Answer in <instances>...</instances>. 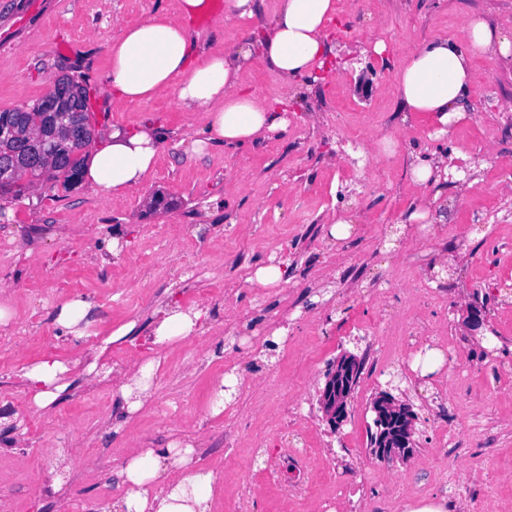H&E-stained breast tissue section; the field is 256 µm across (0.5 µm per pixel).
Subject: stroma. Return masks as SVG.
Segmentation results:
<instances>
[{"mask_svg":"<svg viewBox=\"0 0 512 512\" xmlns=\"http://www.w3.org/2000/svg\"><path fill=\"white\" fill-rule=\"evenodd\" d=\"M249 19L217 10L195 21L202 50L240 44L271 20L276 0H257ZM175 10L176 0H0V111L26 109L55 77L82 78L90 89L95 131L114 126L161 127L166 151L146 183L113 202L76 185L26 190L7 200L0 222V512H41L42 475L66 458L70 471L57 498L94 504L122 495L118 467L143 448L194 445L198 467L215 473L218 500L250 483L252 512H280V494L251 483L276 448L315 443L314 492L289 500L287 512H410L455 497L458 512H512V61L477 58L468 106L476 120L437 136L427 114L406 123L396 110L395 70L424 42L461 36L482 13L512 38V0H339L342 29L330 37L331 65L317 82H289L256 62L244 82L256 95L281 101L287 132L255 144L187 151L203 115L183 109L173 92L136 103L103 91L107 47L119 23ZM385 41L384 55L372 50ZM397 146L386 155L381 137ZM359 148H351V141ZM447 157V198L434 184L414 182V158ZM428 208L440 225L425 239L406 218ZM354 220L334 237V216ZM463 232L461 249L445 237ZM121 246L107 248L112 238ZM428 260L431 282L462 291L444 308L400 301L388 280ZM284 262L286 281L261 287L249 278ZM174 298L207 313L201 329L161 360L152 396L128 413L115 392L121 373L154 356L149 316ZM67 300L89 302L84 336L54 324ZM483 312L471 325L472 307ZM135 341H111L129 320ZM425 323L408 348L362 371L347 415L331 426L318 398L329 363L351 353L365 360L388 343L389 326ZM285 336H277V329ZM451 334L453 361L431 348L433 334ZM111 374L88 386L74 362L92 346ZM68 365L65 398L32 405L19 384L23 368L44 358ZM235 386L219 415L210 404L219 379ZM382 391L412 405L415 447L406 460L372 455L371 403ZM453 398L457 413L440 424ZM297 406L306 425L284 421Z\"/></svg>","mask_w":512,"mask_h":512,"instance_id":"obj_1","label":"stroma"}]
</instances>
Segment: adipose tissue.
Listing matches in <instances>:
<instances>
[{
	"label": "adipose tissue",
	"mask_w": 512,
	"mask_h": 512,
	"mask_svg": "<svg viewBox=\"0 0 512 512\" xmlns=\"http://www.w3.org/2000/svg\"><path fill=\"white\" fill-rule=\"evenodd\" d=\"M205 0H179L180 20L165 12L122 22L109 46L110 67L104 88L114 99L142 102L169 89L178 104L205 115L206 144L242 145L288 127L278 103L246 91L240 76L252 60L271 65L285 80L319 79L326 65L327 29L337 16L336 0H278L264 30L230 49L197 48L187 19L197 16ZM496 53L512 57V40L480 15L467 20L460 40L435 38L414 50L397 72L398 109L404 114L430 113L447 133L451 122L464 117L475 79V57ZM163 154V137L154 126H115L90 145L81 178L109 199L122 200L144 184ZM203 310L166 302L152 315L155 346L164 348L188 337L203 318ZM66 367L46 359L24 370L21 380L33 404L53 405L67 392L61 376ZM193 446L146 448L119 470L125 488L119 501L126 512H213L211 474L193 464Z\"/></svg>",
	"instance_id": "adipose-tissue-1"
}]
</instances>
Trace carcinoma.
Returning <instances> with one entry per match:
<instances>
[{
    "label": "carcinoma",
    "instance_id": "obj_1",
    "mask_svg": "<svg viewBox=\"0 0 512 512\" xmlns=\"http://www.w3.org/2000/svg\"><path fill=\"white\" fill-rule=\"evenodd\" d=\"M92 138L87 89L70 76L31 108L0 112V194L19 196L27 169L41 185L74 186Z\"/></svg>",
    "mask_w": 512,
    "mask_h": 512
}]
</instances>
